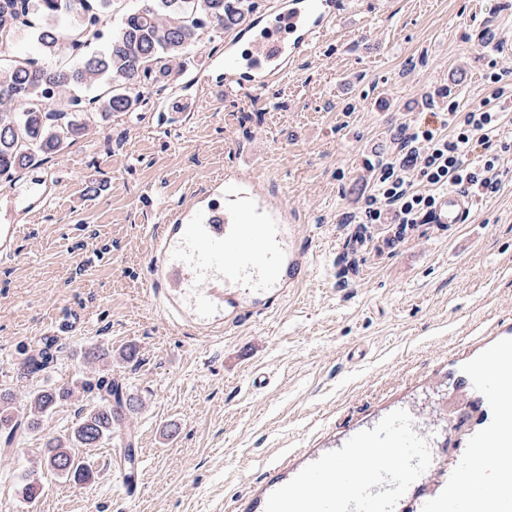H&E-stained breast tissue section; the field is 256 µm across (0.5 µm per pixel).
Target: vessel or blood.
<instances>
[{"label":"vessel or blood","instance_id":"1","mask_svg":"<svg viewBox=\"0 0 512 512\" xmlns=\"http://www.w3.org/2000/svg\"><path fill=\"white\" fill-rule=\"evenodd\" d=\"M340 0H275L251 28L249 48L224 44L227 91L253 95L287 79L297 62L320 45ZM11 195L48 205L42 177ZM471 197L444 194L433 223H462ZM161 225L151 226L149 290L173 324L188 321L200 332L232 329L264 315L308 271L296 241L295 212L271 198L239 169L177 206L163 205ZM20 224H0V260L12 259ZM477 346L447 406V430L466 446L447 471L446 447L428 423L396 412L358 429L334 448L298 449L295 469L260 487L247 512H512V320L489 318L471 332ZM112 477L129 500L139 488L120 459Z\"/></svg>","mask_w":512,"mask_h":512}]
</instances>
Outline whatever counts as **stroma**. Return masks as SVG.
I'll list each match as a JSON object with an SVG mask.
<instances>
[{
  "label": "stroma",
  "instance_id": "stroma-1",
  "mask_svg": "<svg viewBox=\"0 0 512 512\" xmlns=\"http://www.w3.org/2000/svg\"><path fill=\"white\" fill-rule=\"evenodd\" d=\"M223 58V39L203 37L146 106L39 165L54 203L38 214L18 205L19 256L0 261V385L73 388L94 371L121 380L141 407L111 445L145 451L137 512H241L295 450L447 403L449 343L512 305V154L500 192L454 228L352 221L398 126L479 104L487 73L512 72V0H342L319 50L257 98L215 93ZM234 165L284 193L309 272L265 316L201 338L145 287L146 227L159 203ZM79 310L90 315L84 333L59 337L53 368L18 373L48 322ZM94 345L137 355L91 366L83 352ZM89 405L86 394L61 401L16 437L0 457V512H127L98 449L79 451L91 483L40 466L43 443L68 436ZM30 477L41 483L32 502Z\"/></svg>",
  "mask_w": 512,
  "mask_h": 512
}]
</instances>
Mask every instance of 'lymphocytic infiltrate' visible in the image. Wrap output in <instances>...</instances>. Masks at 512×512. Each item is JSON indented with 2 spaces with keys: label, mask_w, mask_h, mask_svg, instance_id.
<instances>
[{
  "label": "lymphocytic infiltrate",
  "mask_w": 512,
  "mask_h": 512,
  "mask_svg": "<svg viewBox=\"0 0 512 512\" xmlns=\"http://www.w3.org/2000/svg\"><path fill=\"white\" fill-rule=\"evenodd\" d=\"M490 96L447 125L424 120L399 129L398 149L374 171V190L360 208L364 224L429 223L438 199L461 192L480 200L496 194L512 144L500 129L512 122V76H489Z\"/></svg>",
  "instance_id": "obj_1"
}]
</instances>
